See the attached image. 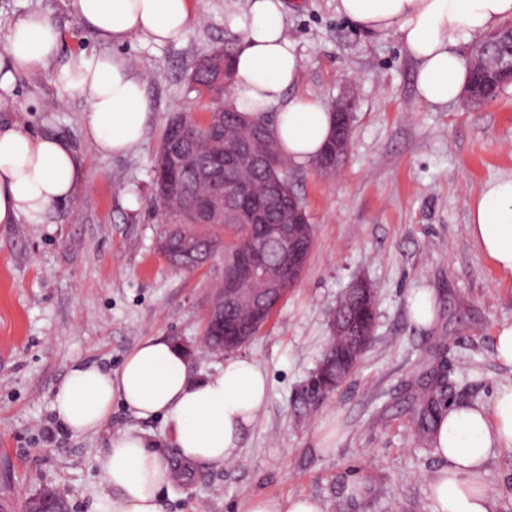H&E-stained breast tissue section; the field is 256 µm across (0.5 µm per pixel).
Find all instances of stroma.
<instances>
[{
  "instance_id": "1",
  "label": "stroma",
  "mask_w": 512,
  "mask_h": 512,
  "mask_svg": "<svg viewBox=\"0 0 512 512\" xmlns=\"http://www.w3.org/2000/svg\"><path fill=\"white\" fill-rule=\"evenodd\" d=\"M287 31L302 60L288 96L332 104L354 83L350 146L335 175L289 163L295 192L315 227L304 273L259 336L239 349L268 373L269 398L239 459L224 468L185 461L162 420L143 421L112 402L106 431L60 428L54 391L78 360L117 370L150 336L189 349L195 372L223 367L199 345L213 276L177 271L156 250L162 211L153 166L171 118L212 107L188 89L199 58L241 41L229 15L246 0H196L197 22L158 45L135 37L120 54L142 74L149 123L125 156L99 153L84 135L87 104L58 80L72 56L103 46L66 0H0V35L27 14L61 34L49 67L0 89V122L67 139L84 180L40 224H0V496L22 503L41 487L61 490L70 512H93L97 460L111 434L136 430L180 473L162 493L164 512H245L258 496L304 494L323 512H432L430 477L444 467L431 435L418 432L415 396L443 365L448 405H490L512 386L496 357L499 325L512 323V274L472 240L466 201L489 180L512 175V86L489 103L433 106L420 99L416 64L394 36L353 27L336 0H284ZM360 277L375 291L372 340L333 392L312 379L330 336L329 313ZM436 300L432 323L413 322L409 296ZM494 512H512V450L486 466Z\"/></svg>"
}]
</instances>
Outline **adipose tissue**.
<instances>
[{
	"mask_svg": "<svg viewBox=\"0 0 512 512\" xmlns=\"http://www.w3.org/2000/svg\"><path fill=\"white\" fill-rule=\"evenodd\" d=\"M70 12L112 52L73 57L58 73L84 98V134L99 153L123 156L144 140L148 122L142 75L115 46L132 37L175 40L195 21L193 0H68ZM336 10L359 29L394 35L416 62L419 97L433 105L460 101L469 79L460 47L512 19V0H336ZM243 34L234 59L231 102L258 117L277 108L274 132L284 157L313 160L334 129V114L317 96L286 98L301 59L289 39L283 0H248L230 15ZM60 33L44 15L12 24L0 49L14 74L46 68L58 55ZM81 165L64 140L19 125L0 128V224L43 223L73 196ZM469 232L502 272L512 273V176L485 183L468 202ZM120 400L137 418L162 419L184 460L216 468L240 456L243 439L268 399L265 370L249 358H230L213 373L193 374L185 352L159 336L142 340L119 371L77 362L56 387L53 410L69 432L102 430ZM433 446L446 465L429 483L433 512H493L481 477L496 453L512 450V387L490 407L454 406L438 418ZM103 488L94 512H162L171 482L164 456L136 431L109 440L98 460Z\"/></svg>",
	"mask_w": 512,
	"mask_h": 512,
	"instance_id": "adipose-tissue-1",
	"label": "adipose tissue"
}]
</instances>
